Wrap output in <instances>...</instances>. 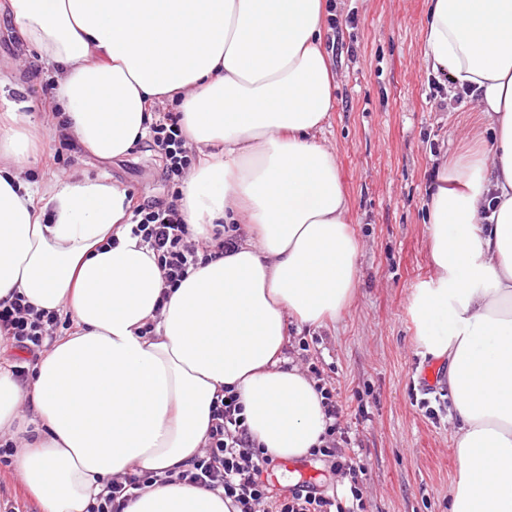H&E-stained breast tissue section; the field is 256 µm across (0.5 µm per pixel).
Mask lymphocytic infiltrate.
<instances>
[{
    "mask_svg": "<svg viewBox=\"0 0 512 512\" xmlns=\"http://www.w3.org/2000/svg\"><path fill=\"white\" fill-rule=\"evenodd\" d=\"M180 121L179 113L168 112L151 124L145 142L164 161L168 193L163 200L133 203L131 218L132 235L141 237L153 250L169 288L178 287L197 263L223 256L226 248L242 238L239 225L220 224L211 240L200 241L193 238L185 224L179 208L181 187L196 154L187 144ZM59 324L56 312H35L24 297L0 304V330L23 353L11 367L16 378L27 379L31 366L48 350ZM316 389L322 397L326 428L311 455L314 460L329 463L332 474L346 486V494L298 487L285 494L274 493L264 477L273 460L252 437L239 396L232 389L217 393L204 450L177 473V480L223 489L238 512H367L363 493L367 465L356 449V435L344 419L335 387L321 380ZM158 480V475L150 471L110 479L86 512H124L132 491Z\"/></svg>",
    "mask_w": 512,
    "mask_h": 512,
    "instance_id": "f902f5d3",
    "label": "lymphocytic infiltrate"
}]
</instances>
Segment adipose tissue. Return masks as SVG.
Here are the masks:
<instances>
[{
	"label": "adipose tissue",
	"mask_w": 512,
	"mask_h": 512,
	"mask_svg": "<svg viewBox=\"0 0 512 512\" xmlns=\"http://www.w3.org/2000/svg\"><path fill=\"white\" fill-rule=\"evenodd\" d=\"M4 13L54 68L71 140L126 156L150 105L173 101L202 154L180 202L193 237L246 226L238 248L165 288L126 190L29 181L46 134L23 107L0 110V302L19 294L74 324L30 380L0 360V434L19 439L13 463L43 512H85L110 478L180 471L227 387L270 457L309 454L326 419L314 380L287 364L288 329L340 319L359 253L336 157L315 137L333 102L323 0H8ZM424 41L432 70L477 94L494 143L445 165L427 205L436 276L410 295L415 343L448 361V512H512V0H430ZM125 512L228 508L177 481Z\"/></svg>",
	"instance_id": "1"
}]
</instances>
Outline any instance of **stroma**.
I'll use <instances>...</instances> for the list:
<instances>
[{
	"label": "stroma",
	"mask_w": 512,
	"mask_h": 512,
	"mask_svg": "<svg viewBox=\"0 0 512 512\" xmlns=\"http://www.w3.org/2000/svg\"><path fill=\"white\" fill-rule=\"evenodd\" d=\"M335 26L321 39L333 73V107L321 140L336 156L359 241L358 288L337 323L303 329L319 367L335 386L346 414L366 408L356 438L369 464L367 512H448L457 479L453 441L458 419L447 380L443 406L432 419L419 402L424 368L434 363L417 348L410 294L434 274L425 204L444 162L467 152L475 135L491 139L477 96H459L425 61L428 0H324ZM0 109L39 103L36 123L53 130L45 101L53 79L38 54L0 20ZM61 163H54V154ZM159 156L132 149L102 161L79 144L60 150L46 141L29 169L45 182L74 172L102 177L138 200L167 196ZM447 369L446 360H439Z\"/></svg>",
	"instance_id": "35a3bbf8"
}]
</instances>
